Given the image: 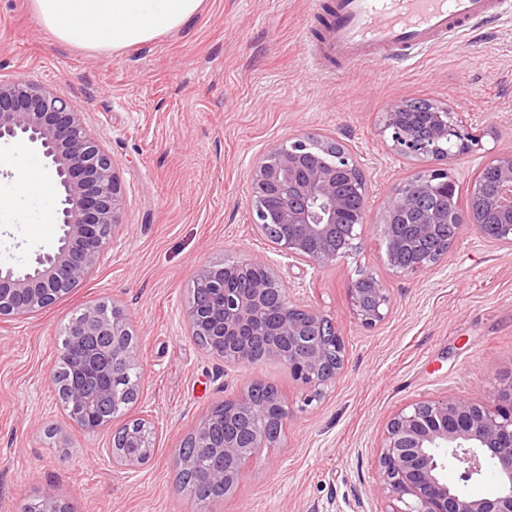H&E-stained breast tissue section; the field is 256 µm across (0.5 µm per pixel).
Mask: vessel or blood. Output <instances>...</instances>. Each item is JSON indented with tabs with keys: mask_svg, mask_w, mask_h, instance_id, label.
<instances>
[{
	"mask_svg": "<svg viewBox=\"0 0 512 512\" xmlns=\"http://www.w3.org/2000/svg\"><path fill=\"white\" fill-rule=\"evenodd\" d=\"M326 50L352 63L389 53L408 60L435 41L512 12V0H328Z\"/></svg>",
	"mask_w": 512,
	"mask_h": 512,
	"instance_id": "b4317fda",
	"label": "vessel or blood"
}]
</instances>
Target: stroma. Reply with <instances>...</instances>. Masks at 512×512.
Returning a JSON list of instances; mask_svg holds the SVG:
<instances>
[{
	"label": "stroma",
	"instance_id": "35a3bbf8",
	"mask_svg": "<svg viewBox=\"0 0 512 512\" xmlns=\"http://www.w3.org/2000/svg\"><path fill=\"white\" fill-rule=\"evenodd\" d=\"M315 0H205L180 29L116 53L60 43L29 0H0V80L31 81L75 105L118 164L121 223L96 271L54 305L0 320V512L54 495L72 512H193L174 458L211 407L252 382L274 386L290 416L213 512H380L376 451L404 405L481 399L512 371V248L462 228L439 266L403 274L386 261L383 216L397 190L428 169L392 148L391 104L426 99L478 136L448 160L467 188L512 153V16L402 61L317 59ZM319 133L346 144L371 186L352 252L314 270L278 256L251 222V173L275 144ZM56 196L31 193L0 210V264L53 250ZM270 261L279 278L345 342L340 375L319 399L280 363L225 366L187 332L182 312L198 270L225 258ZM392 296L385 321L349 310L357 274ZM100 302L129 316L142 371L129 418L158 429L157 450L131 471L104 455L113 421L88 434L52 385L70 313Z\"/></svg>",
	"mask_w": 512,
	"mask_h": 512
}]
</instances>
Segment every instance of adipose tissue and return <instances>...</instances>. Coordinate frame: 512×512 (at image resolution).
I'll return each instance as SVG.
<instances>
[{
	"instance_id": "adipose-tissue-1",
	"label": "adipose tissue",
	"mask_w": 512,
	"mask_h": 512,
	"mask_svg": "<svg viewBox=\"0 0 512 512\" xmlns=\"http://www.w3.org/2000/svg\"><path fill=\"white\" fill-rule=\"evenodd\" d=\"M37 20L62 43L121 51L179 29L203 0H30Z\"/></svg>"
}]
</instances>
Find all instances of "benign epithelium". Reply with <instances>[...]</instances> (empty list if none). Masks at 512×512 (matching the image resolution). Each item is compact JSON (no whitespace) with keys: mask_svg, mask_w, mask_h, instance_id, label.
Returning <instances> with one entry per match:
<instances>
[{"mask_svg":"<svg viewBox=\"0 0 512 512\" xmlns=\"http://www.w3.org/2000/svg\"><path fill=\"white\" fill-rule=\"evenodd\" d=\"M432 119L422 130L408 119L411 104H393L383 119L394 149L406 159L428 158L432 169L419 190L399 189L383 217L388 264L403 274L431 270L440 258L428 253L415 260L401 253L432 239L436 223L448 221V201L455 217L480 236L512 245V153L494 158L488 167L497 174L493 195L483 191L482 177L468 188L461 204L459 188L448 172L453 150L478 141L448 107L429 103ZM35 146L49 160L62 188L57 204L62 235L51 251L39 252L20 273L0 265V320L23 316L52 305L72 284L86 279L104 259L123 206L117 163L86 129L78 111L55 92L27 81H0V141ZM279 194L282 203L270 213L266 200ZM369 189L357 159L336 144L329 161H311L310 143L297 139L271 147L251 177L252 224L265 234L278 231L281 255L319 267L347 257L367 224ZM262 266L268 277L239 287L228 278L241 267ZM195 285L216 288L223 305L206 309L189 298L184 308L192 336L212 337L208 354L224 364L245 368L261 358L281 363L293 378L319 397L340 374L344 340L325 335L326 320L292 295L263 259H245L228 267H203ZM348 304L360 324L372 328L391 307L389 289L381 281L364 290L351 285ZM127 315L94 306L86 309L67 333L62 356L77 364L83 384L66 388L71 421L93 434L100 429L98 408L91 401L110 397V383L121 369L138 366L137 353L127 346ZM224 410V439H211L210 416L193 433L196 447L219 463L207 470L191 458L178 456L177 466L196 471L198 481L231 491L246 464L262 449L275 446L288 421V410L271 428L265 404L250 384L229 398ZM153 430L136 422L113 438L114 464L125 469L149 461ZM468 483L493 470L500 491L493 498L474 499L451 488L444 478L448 464ZM376 492L382 512H512V377L499 376L482 401L435 397L411 402L388 421L377 451Z\"/></svg>","mask_w":512,"mask_h":512,"instance_id":"1","label":"benign epithelium"}]
</instances>
